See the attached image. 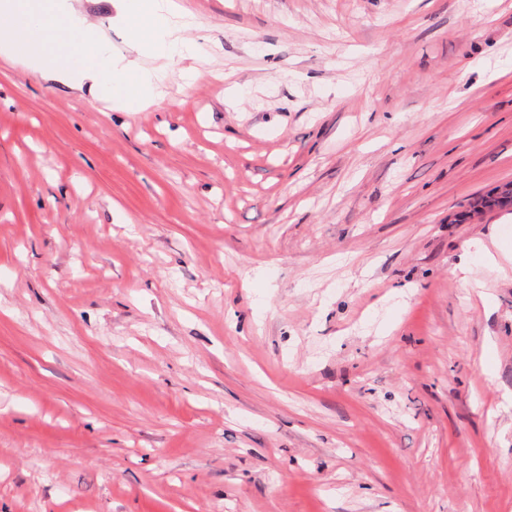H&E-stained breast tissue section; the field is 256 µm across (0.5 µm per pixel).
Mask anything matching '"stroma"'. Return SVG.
<instances>
[{
	"label": "stroma",
	"mask_w": 512,
	"mask_h": 512,
	"mask_svg": "<svg viewBox=\"0 0 512 512\" xmlns=\"http://www.w3.org/2000/svg\"><path fill=\"white\" fill-rule=\"evenodd\" d=\"M182 2L160 109L0 64V512H512V0Z\"/></svg>",
	"instance_id": "stroma-1"
}]
</instances>
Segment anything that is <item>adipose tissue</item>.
Listing matches in <instances>:
<instances>
[{"label":"adipose tissue","mask_w":512,"mask_h":512,"mask_svg":"<svg viewBox=\"0 0 512 512\" xmlns=\"http://www.w3.org/2000/svg\"><path fill=\"white\" fill-rule=\"evenodd\" d=\"M118 2L116 19L130 49L126 55L113 52L102 26L79 13L72 0H50L42 10L0 0V58L109 99L119 112L160 105L173 62L185 63L187 83L201 78L194 61L205 46L188 37L194 17L181 0Z\"/></svg>","instance_id":"obj_1"}]
</instances>
